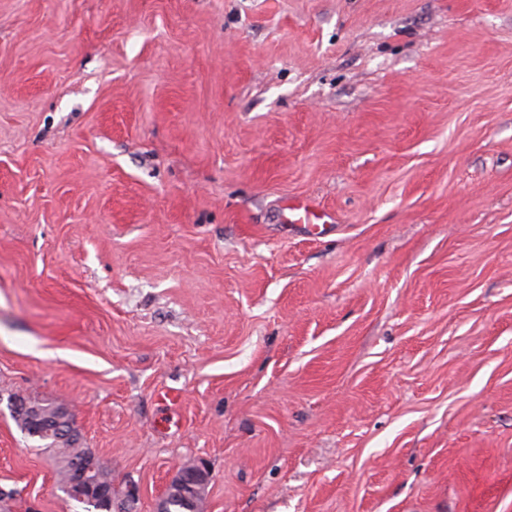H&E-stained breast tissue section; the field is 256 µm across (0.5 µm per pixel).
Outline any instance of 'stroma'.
Returning <instances> with one entry per match:
<instances>
[{
  "instance_id": "1",
  "label": "stroma",
  "mask_w": 512,
  "mask_h": 512,
  "mask_svg": "<svg viewBox=\"0 0 512 512\" xmlns=\"http://www.w3.org/2000/svg\"><path fill=\"white\" fill-rule=\"evenodd\" d=\"M13 395L132 512H512V0H0V512H83ZM289 209L294 212L295 219L292 221L293 223L308 224L317 231V234L322 232L319 224H324V222H320L325 218V214L310 203L296 200L289 205ZM52 404V402L44 401L38 403L40 407L45 408H49ZM40 407L26 405L23 410L33 427L39 428V434H46L45 428H48L56 432L58 439L72 442L71 447H75L80 443L81 434L74 423L72 411L67 405H55L51 410L54 414L51 420L45 419L44 413L47 411ZM201 478H205L208 482V472L206 471L205 473L196 475L186 474L184 476L185 481L180 491L175 495H171V497L165 501V512H200L195 481Z\"/></svg>"
}]
</instances>
